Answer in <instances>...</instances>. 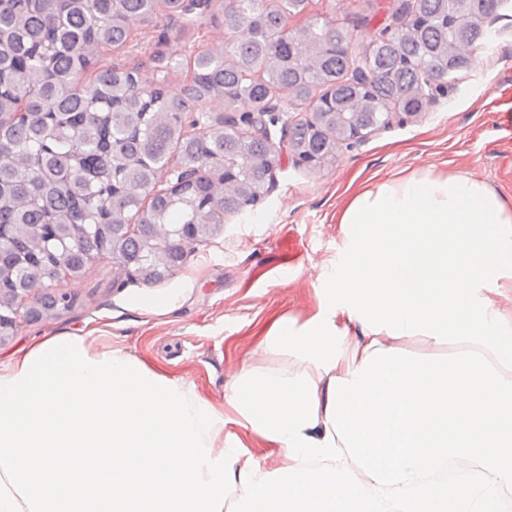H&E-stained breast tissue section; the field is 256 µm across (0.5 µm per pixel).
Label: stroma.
Returning <instances> with one entry per match:
<instances>
[{"label":"stroma","mask_w":512,"mask_h":512,"mask_svg":"<svg viewBox=\"0 0 512 512\" xmlns=\"http://www.w3.org/2000/svg\"><path fill=\"white\" fill-rule=\"evenodd\" d=\"M343 2L335 9L331 0H311L308 14L355 25L365 45L400 0H373L377 15L361 27L360 0ZM492 26L503 38L480 50V64L457 74L427 112L367 133L354 147L339 148L335 162L316 169L284 155L255 209L225 220L164 283L129 281L109 262L96 264L80 280L62 282V289L76 294L78 307L57 319L17 318L13 336L0 344V362L43 339L93 332L97 350L131 355L212 401L226 418L225 436L239 446V465L274 470L278 449L239 421L224 402V387L247 364L288 367L287 359L265 356L261 342L281 318L300 326L318 313L322 274L346 241L337 222L345 204L364 189L424 170L469 175L512 203V6ZM224 39L223 26L203 15L183 31L134 28L128 47L100 48L95 56L138 66L143 79L161 80L177 95L191 81V49ZM160 57L170 62L161 72ZM168 297L175 303L165 311L136 306L140 299Z\"/></svg>","instance_id":"obj_1"}]
</instances>
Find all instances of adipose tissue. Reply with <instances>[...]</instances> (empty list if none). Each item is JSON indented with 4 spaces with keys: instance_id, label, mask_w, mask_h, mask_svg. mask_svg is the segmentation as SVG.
Returning a JSON list of instances; mask_svg holds the SVG:
<instances>
[{
    "instance_id": "1",
    "label": "adipose tissue",
    "mask_w": 512,
    "mask_h": 512,
    "mask_svg": "<svg viewBox=\"0 0 512 512\" xmlns=\"http://www.w3.org/2000/svg\"><path fill=\"white\" fill-rule=\"evenodd\" d=\"M318 313L278 321L263 350L318 386L387 341L420 337L484 354L512 381V323L483 296L512 282V206L461 173L424 171L356 195ZM224 414L179 380L88 336L33 343L0 368V512H224L241 492Z\"/></svg>"
}]
</instances>
